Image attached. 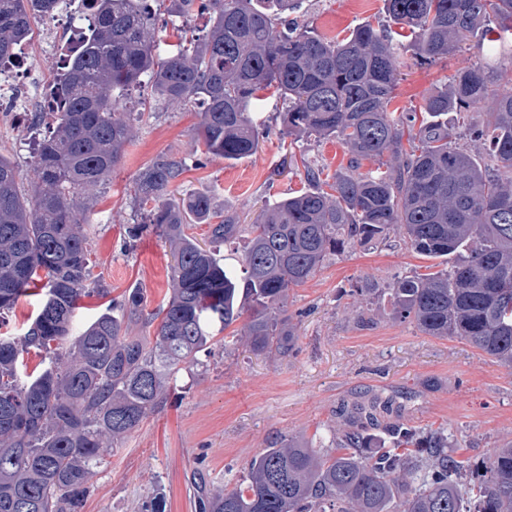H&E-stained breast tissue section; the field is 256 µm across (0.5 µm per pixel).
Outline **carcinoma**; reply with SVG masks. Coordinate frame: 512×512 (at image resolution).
Returning <instances> with one entry per match:
<instances>
[{
    "label": "carcinoma",
    "mask_w": 512,
    "mask_h": 512,
    "mask_svg": "<svg viewBox=\"0 0 512 512\" xmlns=\"http://www.w3.org/2000/svg\"><path fill=\"white\" fill-rule=\"evenodd\" d=\"M29 2L0 0V57L28 39ZM92 2L94 27L64 55L48 93L53 111L36 116L45 131L31 190L0 154V326L19 297L40 281L44 290L24 336H0V512H79L93 469L139 428L165 379L196 360L214 331L244 316L241 337L254 353L290 355V288L337 252L392 234L439 269L351 294L512 369V86L473 65L423 100L421 124L414 111L389 110L400 57L429 65L472 39H511L512 0H384L389 20L415 34L406 45L369 24L327 39L284 18L293 0ZM163 7L205 18L201 35L164 55ZM145 77L164 103L199 104L195 135L208 155L234 162L256 152L260 129L249 109L273 88L283 133L338 138L349 166L330 180L309 170L312 188L241 224L218 217L206 194L170 199L183 163L158 156L136 182L139 201L153 207L129 235L151 230L170 243V297L148 313L143 289L132 287L78 331L81 299L108 295L92 278V227L79 194L121 161L133 131L118 99ZM461 136L486 158L457 147ZM366 161L376 169L362 171ZM196 224L208 225L209 244L189 233ZM243 232L239 270H230L219 246ZM155 321L154 337L129 335L131 324ZM31 351L42 356L35 375L23 371ZM336 415L343 425L334 451L283 439L250 461L238 486L195 484L198 512H512L511 443L478 470L448 450L447 430L414 429L389 396L344 402Z\"/></svg>",
    "instance_id": "1"
}]
</instances>
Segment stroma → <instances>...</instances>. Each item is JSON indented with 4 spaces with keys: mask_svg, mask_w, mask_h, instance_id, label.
Here are the masks:
<instances>
[{
    "mask_svg": "<svg viewBox=\"0 0 512 512\" xmlns=\"http://www.w3.org/2000/svg\"><path fill=\"white\" fill-rule=\"evenodd\" d=\"M319 34L343 39L362 23L386 24L383 0H300L292 14ZM512 78V57L488 41L468 42L433 65L406 60L391 103L402 111L466 66ZM129 98L140 117L109 181L95 187L89 214L95 275L111 297L143 288L149 309L170 295V250L152 232L129 239L140 221L136 180L158 155L185 165L175 197L203 193L214 211L252 223L266 204L308 190V168L333 176L348 165L342 141L281 136L275 99L253 109L264 137L251 157L231 164L199 160L193 141L199 108L161 103L150 84ZM35 133L0 123V154L15 161L22 185L33 176ZM425 260L400 237L377 246L353 247L332 257L305 284L288 292V311L297 323L296 351L287 357L255 355L238 343L225 345L216 333L197 363L183 366L169 382L166 400L140 427L115 442L106 466L88 482L82 512H138L141 503L163 494L166 512H195L189 478L197 473L217 488L234 486L263 448L291 436L328 442L345 401L382 393L394 397L409 425L445 427L458 455L479 464L490 449L512 441V369L499 365L458 338H435L392 318L383 303L350 296L353 285L387 287ZM365 308V322L351 314Z\"/></svg>",
    "mask_w": 512,
    "mask_h": 512,
    "instance_id": "35a3bbf8",
    "label": "stroma"
}]
</instances>
